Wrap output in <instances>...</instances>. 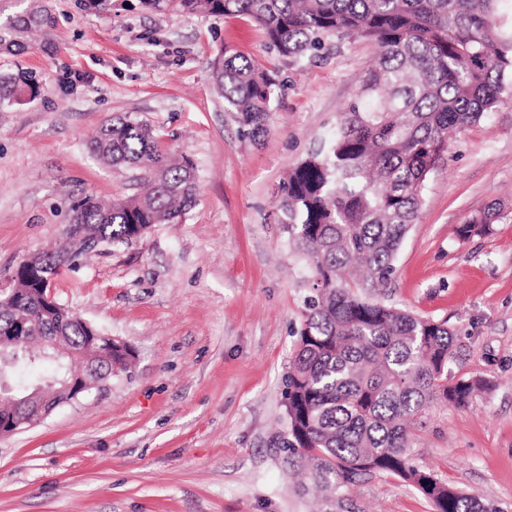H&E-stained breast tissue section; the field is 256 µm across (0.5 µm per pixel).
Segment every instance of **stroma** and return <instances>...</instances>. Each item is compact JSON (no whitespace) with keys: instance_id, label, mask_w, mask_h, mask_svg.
Segmentation results:
<instances>
[{"instance_id":"stroma-1","label":"stroma","mask_w":512,"mask_h":512,"mask_svg":"<svg viewBox=\"0 0 512 512\" xmlns=\"http://www.w3.org/2000/svg\"><path fill=\"white\" fill-rule=\"evenodd\" d=\"M58 22L0 73L29 70L40 92L0 106V288L21 261L62 240L73 200L132 194L130 171L98 162L87 140L109 118L145 121L187 155L197 200L182 223L65 270L57 301L135 351L129 371L40 424L0 437V512H318L275 439L284 380L307 299L309 258L276 216L288 170L331 138L377 53L325 40L283 58L245 15H190L142 0H45ZM229 49L276 74L267 129L245 135L212 87ZM489 233L457 225L492 204ZM381 298L447 321L460 352L450 378L486 386L468 406L437 403L410 454L462 491L512 512V102L455 134L429 175ZM354 512H433L399 477L348 493Z\"/></svg>"}]
</instances>
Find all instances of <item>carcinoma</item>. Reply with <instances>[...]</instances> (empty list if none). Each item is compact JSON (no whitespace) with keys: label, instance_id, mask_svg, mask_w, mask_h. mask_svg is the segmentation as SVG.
Returning <instances> with one entry per match:
<instances>
[{"label":"carcinoma","instance_id":"carcinoma-1","mask_svg":"<svg viewBox=\"0 0 512 512\" xmlns=\"http://www.w3.org/2000/svg\"><path fill=\"white\" fill-rule=\"evenodd\" d=\"M499 0H175L187 13L247 15L269 48L294 58L321 50L324 38H365L379 48L335 136L291 169L276 207L288 239L308 256L314 295L297 331L285 380L287 427L276 439L299 489L325 492L344 505L350 487L392 474L419 490L433 512H503L465 494L412 462L413 428L434 403L468 404L481 379L448 380L457 354L445 321L424 319L372 297L388 285L394 258L416 223L427 177L449 139L512 101V28ZM19 16L0 20V43L17 45ZM211 78L224 107L252 137L265 131L280 89L275 75L220 51ZM39 93L27 72L0 74V104ZM98 161L137 172L143 190L104 202L74 201L69 224L102 247H130L155 224H179L195 202V166L174 156L148 124L129 116L106 120L87 143ZM492 205L457 228L463 239L490 230ZM85 257L74 236L39 255L40 264L69 268ZM27 311L39 335L81 344L84 326Z\"/></svg>","mask_w":512,"mask_h":512}]
</instances>
